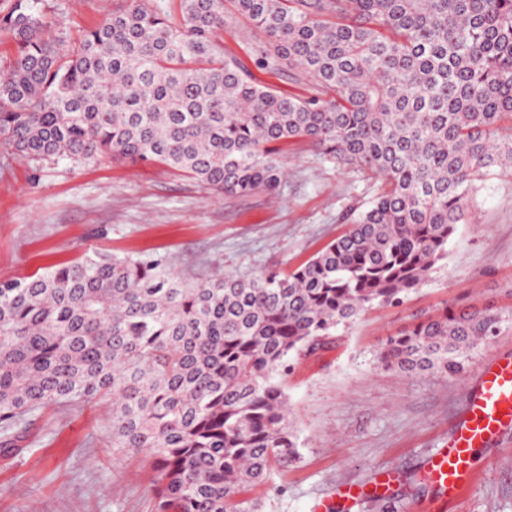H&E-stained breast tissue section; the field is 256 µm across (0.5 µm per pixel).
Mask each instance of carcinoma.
Returning <instances> with one entry per match:
<instances>
[{
    "label": "carcinoma",
    "instance_id": "carcinoma-1",
    "mask_svg": "<svg viewBox=\"0 0 512 512\" xmlns=\"http://www.w3.org/2000/svg\"><path fill=\"white\" fill-rule=\"evenodd\" d=\"M69 52L38 0L0 35V140L23 158L162 164L226 195L271 194L303 140L386 187L296 270L189 281L95 253L0 281V433L112 401V447L149 457L156 512H262L246 492L297 459L282 377L339 325L422 285L475 182L512 174V0H124ZM264 34L260 65L324 95L287 97L224 57V23ZM502 317L445 306L379 359L464 375Z\"/></svg>",
    "mask_w": 512,
    "mask_h": 512
}]
</instances>
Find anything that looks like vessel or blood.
I'll use <instances>...</instances> for the list:
<instances>
[{"mask_svg":"<svg viewBox=\"0 0 512 512\" xmlns=\"http://www.w3.org/2000/svg\"><path fill=\"white\" fill-rule=\"evenodd\" d=\"M465 415L447 448L428 469L429 479L452 498L472 476L475 451L512 426V357L497 358L482 368L476 390L466 401Z\"/></svg>","mask_w":512,"mask_h":512,"instance_id":"1","label":"vessel or blood"}]
</instances>
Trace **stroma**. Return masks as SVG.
<instances>
[{"label":"stroma","instance_id":"35a3bbf8","mask_svg":"<svg viewBox=\"0 0 512 512\" xmlns=\"http://www.w3.org/2000/svg\"><path fill=\"white\" fill-rule=\"evenodd\" d=\"M122 0H41L53 37L75 45ZM225 56L278 93H315L287 68L259 67L264 37L228 21ZM287 174L276 195L227 197L165 166L102 158L35 162L0 141V281L20 279L95 252L161 258L187 277L291 271L343 235L368 209L381 177L336 163L309 143H281ZM470 220L456 224L448 254L400 302L339 325L315 352L292 356L284 379L300 457L251 489L263 512H427L437 493L427 462L465 416L483 366L512 356V320L474 353L461 379L386 366L387 337L449 305L464 312L512 309V176L478 182ZM110 404L50 408L22 437L0 439V512H155L154 470L134 451L115 452ZM355 498L344 499L345 490ZM445 512H512V429L478 453L473 477Z\"/></svg>","mask_w":512,"mask_h":512}]
</instances>
